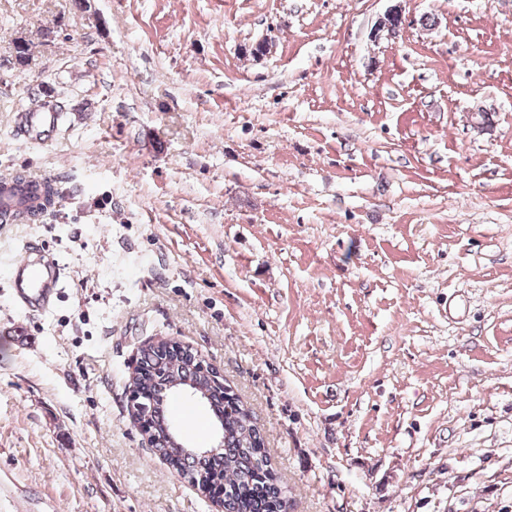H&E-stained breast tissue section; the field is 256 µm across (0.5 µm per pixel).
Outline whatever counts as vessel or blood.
<instances>
[{
  "label": "vessel or blood",
  "mask_w": 512,
  "mask_h": 512,
  "mask_svg": "<svg viewBox=\"0 0 512 512\" xmlns=\"http://www.w3.org/2000/svg\"><path fill=\"white\" fill-rule=\"evenodd\" d=\"M64 115L45 111L41 102L35 101L23 114L21 134L36 141L52 136ZM16 299L26 315L45 311L51 304L59 286L60 274L43 254L39 243H28L24 256L14 265Z\"/></svg>",
  "instance_id": "b4317fda"
}]
</instances>
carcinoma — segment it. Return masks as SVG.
Masks as SVG:
<instances>
[{
	"mask_svg": "<svg viewBox=\"0 0 512 512\" xmlns=\"http://www.w3.org/2000/svg\"><path fill=\"white\" fill-rule=\"evenodd\" d=\"M38 191L20 172L14 178L13 193L26 197ZM42 208L55 204L51 186L39 191ZM201 354L176 342L163 340L140 351L129 374L132 405L147 400L149 443L189 482L204 487L203 481L224 482V512H288V497L280 485L276 469L263 452L264 442L250 411L223 385L214 384L211 368L202 366ZM191 389L205 390L204 402L214 417V426L223 433V447L205 457L172 428L168 405L179 397L174 382Z\"/></svg>",
	"mask_w": 512,
	"mask_h": 512,
	"instance_id": "cac0c4a2",
	"label": "carcinoma"
}]
</instances>
